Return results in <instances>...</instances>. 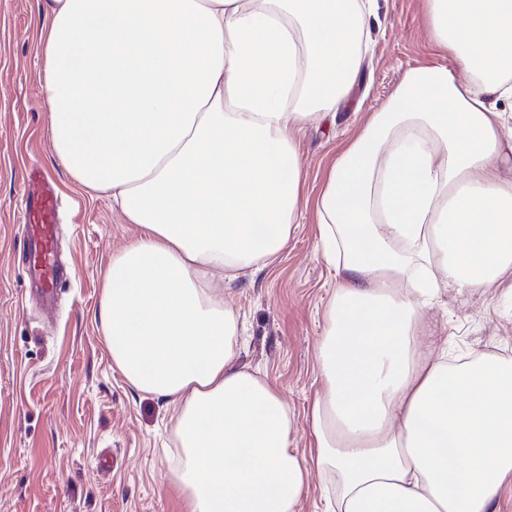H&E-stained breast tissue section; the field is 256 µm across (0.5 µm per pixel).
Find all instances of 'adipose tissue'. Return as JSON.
<instances>
[{
  "label": "adipose tissue",
  "instance_id": "adipose-tissue-1",
  "mask_svg": "<svg viewBox=\"0 0 512 512\" xmlns=\"http://www.w3.org/2000/svg\"><path fill=\"white\" fill-rule=\"evenodd\" d=\"M463 69L408 70L315 204L336 281L308 420L238 366L215 282L275 262L307 201L295 135L362 72L378 0H43L52 147L138 236L107 261L118 371L179 408L190 512H492L512 482V359L452 365L428 310L512 282V0H424ZM321 485L322 479L313 474L308 491L299 504L298 512H322L324 510Z\"/></svg>",
  "mask_w": 512,
  "mask_h": 512
}]
</instances>
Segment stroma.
<instances>
[{"instance_id":"35a3bbf8","label":"stroma","mask_w":512,"mask_h":512,"mask_svg":"<svg viewBox=\"0 0 512 512\" xmlns=\"http://www.w3.org/2000/svg\"><path fill=\"white\" fill-rule=\"evenodd\" d=\"M364 73L336 116L297 135L309 205L278 263L231 283L245 323L237 356L265 377L296 419L293 446L314 442L306 415L319 386L318 349L335 290L318 248L313 204L337 151L405 73L435 61L422 0H379ZM38 0H0V512H186L169 480L171 405L115 368L98 312L105 263L137 237L109 197L90 196L53 153ZM39 164L61 198L57 253L66 270L47 315L33 301L21 216L24 178ZM449 357H512V298L500 287L449 292L430 311Z\"/></svg>"}]
</instances>
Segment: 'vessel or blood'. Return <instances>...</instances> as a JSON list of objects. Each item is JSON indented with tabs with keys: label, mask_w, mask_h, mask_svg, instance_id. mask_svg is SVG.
Segmentation results:
<instances>
[{
	"label": "vessel or blood",
	"mask_w": 512,
	"mask_h": 512,
	"mask_svg": "<svg viewBox=\"0 0 512 512\" xmlns=\"http://www.w3.org/2000/svg\"><path fill=\"white\" fill-rule=\"evenodd\" d=\"M23 212L26 249L32 259L31 275L42 292H49L59 275L55 242L59 200L43 173L30 172Z\"/></svg>",
	"instance_id": "1"
}]
</instances>
